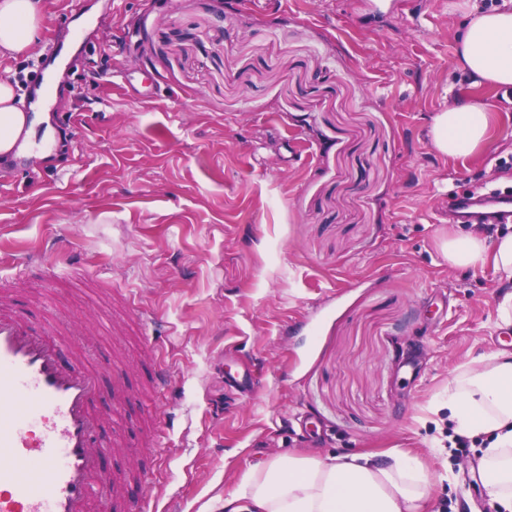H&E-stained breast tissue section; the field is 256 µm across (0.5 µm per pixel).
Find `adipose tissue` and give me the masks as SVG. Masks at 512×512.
<instances>
[{
    "label": "adipose tissue",
    "mask_w": 512,
    "mask_h": 512,
    "mask_svg": "<svg viewBox=\"0 0 512 512\" xmlns=\"http://www.w3.org/2000/svg\"><path fill=\"white\" fill-rule=\"evenodd\" d=\"M44 0H0V58L28 50L37 40ZM456 54L475 85L512 87V0L464 15ZM497 105L461 101L437 112L430 137L443 157L465 160L490 143ZM47 114L28 115L10 81L0 80V155L21 150ZM438 247L449 266L492 263L502 284L500 327H512V233L487 240L480 233L448 231ZM448 422L455 432L482 438L477 471L489 497L512 512V351L498 350L457 367L448 382ZM429 480L411 452L320 457L295 451L251 467L224 500L225 512H425Z\"/></svg>",
    "instance_id": "ef3b65f1"
}]
</instances>
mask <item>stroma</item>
Masks as SVG:
<instances>
[{
  "label": "stroma",
  "mask_w": 512,
  "mask_h": 512,
  "mask_svg": "<svg viewBox=\"0 0 512 512\" xmlns=\"http://www.w3.org/2000/svg\"><path fill=\"white\" fill-rule=\"evenodd\" d=\"M464 0H46L38 46L47 156H0V286L36 327L71 323L112 410L129 362L128 452L173 416L149 512H224L261 461L403 448L434 507L492 512L478 442L456 455L453 371L512 342L492 266L436 247L448 197L512 187V89L477 88L455 53ZM151 77L140 98L112 67ZM499 106L489 147L444 159L427 136L450 102ZM135 305L153 324L141 334ZM173 384L146 391L143 338ZM245 372L255 387L229 377ZM450 472L444 482L440 473Z\"/></svg>",
  "instance_id": "35a3bbf8"
}]
</instances>
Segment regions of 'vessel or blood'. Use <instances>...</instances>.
Returning a JSON list of instances; mask_svg holds the SVG:
<instances>
[{"label":"vessel or blood","mask_w":512,"mask_h":512,"mask_svg":"<svg viewBox=\"0 0 512 512\" xmlns=\"http://www.w3.org/2000/svg\"><path fill=\"white\" fill-rule=\"evenodd\" d=\"M448 215L480 224L512 222V193L453 195ZM144 360L152 368L150 390L163 393L170 368L149 343ZM96 383L84 363L62 361L52 331L34 330L12 300L0 296V512H88L99 497L112 499L122 512H145L128 486L147 479L148 469L116 474L103 462L106 452H123V432L114 431L106 448L96 443L104 426L122 415L128 389L116 381L112 411L105 415L90 407Z\"/></svg>","instance_id":"vessel-or-blood-1"}]
</instances>
